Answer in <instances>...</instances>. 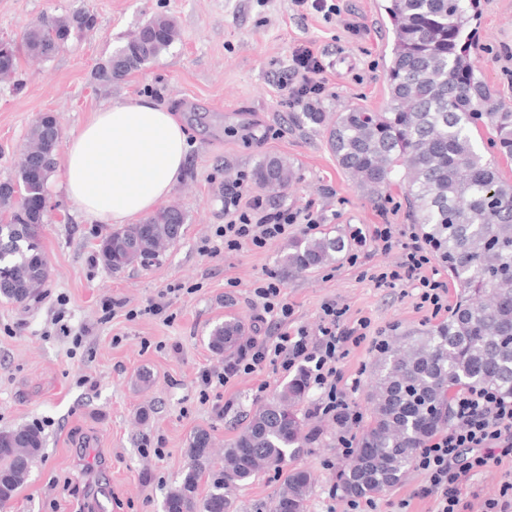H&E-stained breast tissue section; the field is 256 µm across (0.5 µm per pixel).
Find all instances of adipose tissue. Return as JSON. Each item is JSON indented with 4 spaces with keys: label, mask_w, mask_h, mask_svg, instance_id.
Returning <instances> with one entry per match:
<instances>
[{
    "label": "adipose tissue",
    "mask_w": 512,
    "mask_h": 512,
    "mask_svg": "<svg viewBox=\"0 0 512 512\" xmlns=\"http://www.w3.org/2000/svg\"><path fill=\"white\" fill-rule=\"evenodd\" d=\"M187 150V130L174 113L146 98L116 101L71 139L59 178L88 217L125 224L168 197Z\"/></svg>",
    "instance_id": "ef3b65f1"
}]
</instances>
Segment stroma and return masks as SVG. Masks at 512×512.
<instances>
[{
  "label": "stroma",
  "instance_id": "1",
  "mask_svg": "<svg viewBox=\"0 0 512 512\" xmlns=\"http://www.w3.org/2000/svg\"><path fill=\"white\" fill-rule=\"evenodd\" d=\"M338 16H298L292 0H0V38L20 40L29 24L75 8L90 10L96 27L45 60L20 57V86L0 82V182L14 178L33 123L45 113L60 126L58 155L92 113L112 101L144 97L178 112L189 132L182 176L168 197L187 214L181 238L160 262L118 273L97 259L105 222L85 216L64 187L49 180L51 209L42 226L49 276L38 297L18 304L0 298V431L21 425L41 429L45 445L5 512H162L167 494L188 464L196 429L210 431L216 447L235 437L256 406L282 388L290 373L265 368L203 387L204 371L222 369L208 334L224 316L242 320L248 335L264 338L273 327L251 302L257 280L275 276L294 307V323L316 331L322 306L347 307L348 322L370 318L387 340L435 326L417 310L412 286L380 288L371 276L396 264L360 241L372 224L411 227L400 188L370 200L338 167L325 130L295 122L278 78L295 47L321 54L328 93L323 111L344 106L371 111L387 103L385 61L392 30L384 0H335ZM172 15L179 41L147 68L112 85L92 78L138 26ZM471 54L481 76L512 107V0H479ZM266 156L287 158L298 178L275 203L321 209L319 234L342 235L338 261L307 271L285 258L302 231L265 248L243 247L211 255L204 240L224 222V182L253 172ZM359 254L350 265V254ZM178 286L169 307L146 313L151 300ZM135 318H128V311ZM378 351L361 344L341 364L340 387L370 422L369 394L377 378ZM149 374L141 383L140 374ZM151 407L148 421L138 419ZM324 440L298 458L312 476L308 512H347L332 498L344 456L335 420L319 417ZM285 472L268 471L238 488L236 512H267ZM425 478L410 470L399 484L374 497V512H435V497L419 496ZM512 483V460L491 465L461 487L467 512Z\"/></svg>",
  "mask_w": 512,
  "mask_h": 512
}]
</instances>
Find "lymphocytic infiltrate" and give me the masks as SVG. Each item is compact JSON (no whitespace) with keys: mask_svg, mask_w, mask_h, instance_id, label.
Masks as SVG:
<instances>
[{"mask_svg":"<svg viewBox=\"0 0 512 512\" xmlns=\"http://www.w3.org/2000/svg\"><path fill=\"white\" fill-rule=\"evenodd\" d=\"M289 70L291 77L284 82L288 106H312L325 98L324 65L311 47L300 46L293 51ZM224 216L226 222L217 235L228 250L246 245L262 249L286 236L295 224H303L308 232L320 224L317 211L310 209L301 216L253 190L244 171L237 173L232 184L224 188ZM369 237L382 250L396 246L401 249V258L392 269L375 274L377 286L412 285L420 307L435 317L447 313L448 285L432 273L431 254L425 241L391 224L373 225ZM253 294L263 316L277 321V335L270 341L247 343L234 361L225 363L222 372L203 373V383H210L214 378L226 383L256 373L268 364H279L285 371L297 367L305 370L311 386L320 393L316 405L319 413L332 416L342 412L348 420L359 421V414L351 411L338 391L342 379L338 364L352 348L365 341L374 349H385L382 337H368L370 320L361 318L355 325H348L346 308L327 302L322 306L318 331L312 334L304 327L291 326L294 310L280 280L272 276L264 278ZM450 406L451 425L417 450L413 464L424 474L426 484L422 493L435 496L437 512H464L460 491L463 482L489 464L512 458V400L504 399L492 388H461L453 392Z\"/></svg>","mask_w":512,"mask_h":512,"instance_id":"obj_1","label":"lymphocytic infiltrate"}]
</instances>
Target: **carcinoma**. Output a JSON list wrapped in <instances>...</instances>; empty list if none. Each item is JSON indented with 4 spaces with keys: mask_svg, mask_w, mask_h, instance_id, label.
Instances as JSON below:
<instances>
[{
    "mask_svg": "<svg viewBox=\"0 0 512 512\" xmlns=\"http://www.w3.org/2000/svg\"><path fill=\"white\" fill-rule=\"evenodd\" d=\"M475 0H387L384 10L394 36L386 65L387 105L379 112L346 107L328 122L307 108L298 121L322 127L340 168L374 200L393 186L405 199L424 240L448 271L459 300L438 326L406 335L387 347L372 394V420L336 475L344 499L371 498L401 481L418 448L448 425V393L455 387H493L512 398V182L496 161L477 150L473 132L485 128L491 143L512 158V108L497 99L470 54L467 28ZM90 12L74 10L32 24L9 54L0 57V78L18 74L24 54L47 59L74 36L90 33ZM176 20L156 15L97 65L95 81L108 85L143 69L179 40ZM57 122L39 121L28 145L43 157L41 176L21 159L16 179L0 183V296L23 304L49 275L40 242L44 214L23 210L18 195L39 198L57 165ZM256 184L283 192L295 171L287 160L258 162ZM186 215L165 206L138 224L100 237L98 257L116 273L160 259L181 237ZM344 240L306 237L288 253V266L303 271L336 261ZM246 327L230 318L216 324L209 347L222 359L239 350ZM309 386L298 371L273 398L256 407L224 448V470L199 495L214 450L208 430L189 439L190 464L167 495V512H235L234 491L267 470L296 460L321 441L307 428L313 412L303 409ZM44 447L42 431L20 426L0 431V508L27 480ZM312 479L291 470L274 495L270 512H306Z\"/></svg>",
    "mask_w": 512,
    "mask_h": 512,
    "instance_id": "carcinoma-1",
    "label": "carcinoma"
}]
</instances>
